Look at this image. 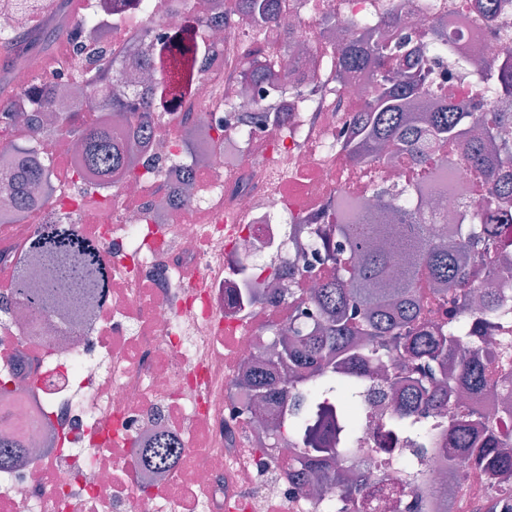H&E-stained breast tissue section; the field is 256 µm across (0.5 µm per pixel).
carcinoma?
<instances>
[{"instance_id":"cac0c4a2","label":"carcinoma","mask_w":512,"mask_h":512,"mask_svg":"<svg viewBox=\"0 0 512 512\" xmlns=\"http://www.w3.org/2000/svg\"><path fill=\"white\" fill-rule=\"evenodd\" d=\"M241 13L251 22L250 53L240 78L249 82L275 65L285 66L288 48L265 53L260 46L266 28L276 20L279 0H238ZM372 21L363 19L334 46V54L319 51L320 67L334 69L336 79L370 68V97L357 112L353 130L339 145L347 157L369 165L383 156L405 163L417 174L432 161V149L448 146L444 160L479 175L472 222L469 224L405 223V213L386 191L377 190L384 217L397 221L391 233L367 224H322L313 235L326 248L318 288L306 296L318 319L302 325L288 318V329L255 356L246 385L265 407L275 409L270 431L298 445L295 462L286 464L288 479L299 489L322 485L333 497L329 512H364L369 507L364 479L356 468L337 474L329 467L336 457L352 459L351 447L362 415L358 392L374 383L388 388L395 408L387 428L415 445L413 453H398L393 462L406 474L405 486L415 497V512H424L430 484L423 467L429 453L441 452L448 460V477L458 478L464 467L480 469L493 479L512 470V440L500 437L484 414L466 397L488 388H512V338L504 337L496 351L484 349L481 329L512 316V308L492 290L477 292L474 281L497 276L493 257L512 248V236L493 233L490 224L512 225V169L500 166L512 160L510 112H468L452 103L434 102L415 118L408 105L431 93L425 55L429 47L409 42L403 18L394 15L376 39L364 33ZM117 57L110 50L94 52L82 74V88L90 93L93 117L66 118V132L81 147L80 170L104 185L132 179L128 169L137 136L155 120L149 101L130 112L118 88L102 87L117 80ZM485 98L512 96V53L484 66L479 87ZM129 122L132 138L120 144L112 138L111 120ZM16 130H0V167L14 169L9 183L0 187L17 213L29 211L34 191L48 182L43 165L17 163L20 152ZM344 242L327 250V242ZM404 253V266L395 280L385 267ZM32 267L22 270L14 292L37 314L49 318L62 304L73 316L86 312L95 296L108 285V269L100 246L79 237L65 224H46L26 245ZM441 309L435 322L420 319L431 303ZM288 361V380L272 375L275 360ZM345 420L336 436V416ZM137 462L157 477L179 461L178 443L160 432L147 444L136 443ZM27 450L0 438V469L15 466Z\"/></svg>"}]
</instances>
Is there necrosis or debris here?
<instances>
[{
	"instance_id": "1",
	"label": "necrosis or debris",
	"mask_w": 512,
	"mask_h": 512,
	"mask_svg": "<svg viewBox=\"0 0 512 512\" xmlns=\"http://www.w3.org/2000/svg\"><path fill=\"white\" fill-rule=\"evenodd\" d=\"M228 0H87L91 14L120 13L123 23L104 39L120 51V86L141 93L145 63L175 56L182 37L206 46L180 66L175 84L155 98L159 119L137 146L140 159L162 163L160 177L114 187L100 206L95 182H77V148L57 128L24 125L27 141L53 179L47 202L24 216L0 208V381L14 394L0 428L28 447L24 464L0 470V512H323L322 501L294 488L283 461L293 446L250 423L231 398L270 330L289 318L311 321V304L287 310L269 303L258 271L294 266L307 270L305 288L317 284L321 264L306 231L289 235L286 217L319 224L344 196L369 211L371 182L407 188L412 205L428 201L432 224H461L468 207L448 190L447 175L413 182L394 161L374 167L338 151L354 112L369 98V75L347 76L345 88L326 81L314 105L299 106L296 88L311 86L308 55L292 54L287 69L240 86L236 79L253 44ZM408 13L413 45L427 39L430 16L444 28L454 52L490 59L512 51V0L492 15L471 0H286L284 22L302 18L298 39L318 43L315 13H330L339 29L360 18L384 17L394 7ZM29 108L38 111L43 86L80 76L66 66L52 78L42 62L24 66ZM473 75L447 65L433 72L437 98H456L469 109L512 112V97L474 100ZM225 130L214 141L215 127ZM192 131L189 156L174 158L173 144ZM196 169V193L181 198L183 167ZM374 181H367V172ZM75 224L99 239L110 286L92 312L75 321L46 323L19 312L11 284L29 262L25 246L46 224ZM356 434L360 469L373 494V512H407L402 474L386 448L406 442L385 430L393 403L378 387L361 393ZM178 439V466L160 481L135 462L131 445L158 431ZM433 489L432 512H496L512 503V473L498 482L472 468L448 482L439 454L424 460ZM265 479L269 508L252 489Z\"/></svg>"
}]
</instances>
